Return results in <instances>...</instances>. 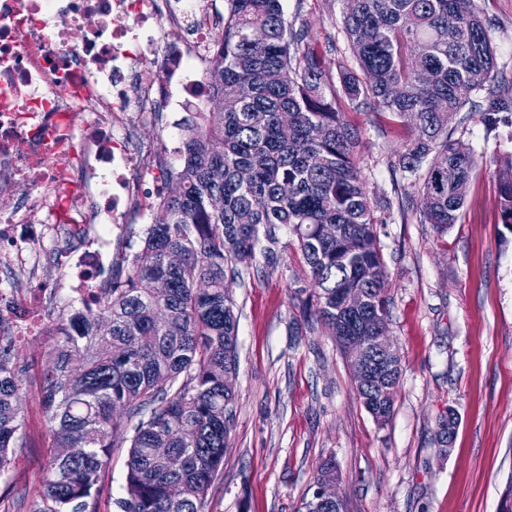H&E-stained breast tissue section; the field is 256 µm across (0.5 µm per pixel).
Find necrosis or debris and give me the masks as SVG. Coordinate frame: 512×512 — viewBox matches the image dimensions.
Returning a JSON list of instances; mask_svg holds the SVG:
<instances>
[{
    "mask_svg": "<svg viewBox=\"0 0 512 512\" xmlns=\"http://www.w3.org/2000/svg\"><path fill=\"white\" fill-rule=\"evenodd\" d=\"M224 30L222 0H0V329L47 332L44 254L81 305L104 294L112 234L148 223L167 167L132 121L189 113ZM85 114L75 123L76 114Z\"/></svg>",
    "mask_w": 512,
    "mask_h": 512,
    "instance_id": "necrosis-or-debris-1",
    "label": "necrosis or debris"
}]
</instances>
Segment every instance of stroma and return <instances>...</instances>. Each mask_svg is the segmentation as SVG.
<instances>
[{"label":"stroma","instance_id":"35a3bbf8","mask_svg":"<svg viewBox=\"0 0 512 512\" xmlns=\"http://www.w3.org/2000/svg\"><path fill=\"white\" fill-rule=\"evenodd\" d=\"M496 48L497 71L512 81V0H476ZM288 20L305 25L326 69L352 64L339 34L341 0H284ZM357 159L377 211L388 295L390 342L402 374L393 415L380 427L353 389L347 357L320 322L301 317L290 285L311 279L280 230V266L261 257L240 264L244 281L226 279L239 318L234 425L223 469L205 512H298L317 471L334 459L345 512H497L512 480V233L497 222L492 174L512 154V125L477 119L455 138L481 164L457 224L435 233L404 207V183L391 163L409 132L373 113L349 111ZM15 467L0 492L34 490L51 437L31 394ZM459 421L440 455L437 421Z\"/></svg>","mask_w":512,"mask_h":512}]
</instances>
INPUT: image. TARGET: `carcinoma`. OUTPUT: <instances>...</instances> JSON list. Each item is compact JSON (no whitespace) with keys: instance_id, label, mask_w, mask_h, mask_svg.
<instances>
[{"instance_id":"carcinoma-1","label":"carcinoma","mask_w":512,"mask_h":512,"mask_svg":"<svg viewBox=\"0 0 512 512\" xmlns=\"http://www.w3.org/2000/svg\"><path fill=\"white\" fill-rule=\"evenodd\" d=\"M224 37L207 77L202 121L185 127L160 215L142 248L114 262L95 308L53 322L44 364L24 362L0 332V478L15 467L25 414L22 382L52 438L29 512H204L224 462L238 368V321L224 288L237 263L261 247L278 268L288 229L314 287L293 289L298 308L338 346L388 325L391 301L375 208L355 159L358 133L336 89L355 110L411 130L392 163L406 201L438 234L459 218L477 159L449 124L464 107L487 128L512 112L495 83V51L475 0H341V31L355 68L326 73L308 30L288 21L282 0H225ZM439 161L425 165L429 156ZM499 217L512 232V157L495 175ZM182 258L169 264L168 254ZM169 284L158 295L154 285ZM362 291L368 323L344 308ZM401 365L385 395L353 382L384 426L393 414ZM458 423L438 420L440 452ZM130 429L124 495L103 497L115 438ZM57 448H78L61 457Z\"/></svg>"}]
</instances>
